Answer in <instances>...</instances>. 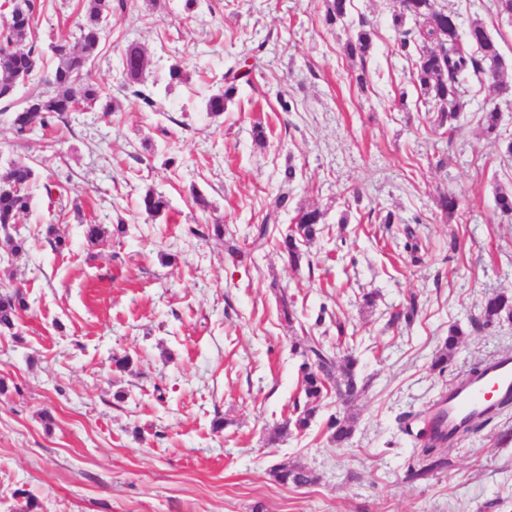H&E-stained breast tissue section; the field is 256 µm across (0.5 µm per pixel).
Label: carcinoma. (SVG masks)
I'll return each instance as SVG.
<instances>
[{
	"label": "carcinoma",
	"mask_w": 512,
	"mask_h": 512,
	"mask_svg": "<svg viewBox=\"0 0 512 512\" xmlns=\"http://www.w3.org/2000/svg\"><path fill=\"white\" fill-rule=\"evenodd\" d=\"M84 15L78 26L77 44L70 48L55 47L59 63L52 72L47 89L31 95L23 106L15 109L11 121L19 135L40 126L48 127L52 121L67 112H74L82 106L92 107L104 98L102 89L86 71L88 61L93 59L102 41V23L111 9V0H86ZM326 23H342L348 15L350 0H326ZM34 0H23V4L12 7L4 28L0 30V93L11 88L21 77L34 76L39 51L35 46L25 49V42L32 31L34 21ZM459 15L448 9L443 0H398V10L393 22L398 34L397 51L407 60H412L410 77L425 96L428 111L437 113L438 127L455 129L454 123L465 110L466 102L461 93V80L474 75L489 82L495 90L507 87L508 71L512 64H506L498 41L478 20L470 23L467 33L460 31ZM412 26L405 27L406 22ZM373 29L362 25L355 37L349 39L347 52L352 56H365L372 45ZM123 72L129 84L141 82L148 59L137 44H129L122 57ZM244 61L236 62L228 69L226 80L231 82L224 92L208 98L206 107L213 115L224 112V106L235 90L232 83L240 78L238 70ZM35 182V170L25 160H12L0 167V229L7 230L18 217L31 207V188ZM169 202L162 194L149 190L142 197L144 212L157 217L168 208ZM288 205V192L279 190L274 208L266 216L265 223L256 228L254 243L262 245L268 241V223L277 219L280 209ZM323 213L318 209L297 210L294 224L282 237L281 246L295 265H300L304 252L299 244L309 242L323 232L320 227ZM190 233L205 240L211 239L224 246L226 253L234 260L245 258V253L234 243L224 239V225L207 224L190 229ZM29 306L27 294L21 288L0 292V330L11 331L21 312ZM512 318V297L503 293L489 294L481 306L476 328L492 326L502 317ZM466 333L459 326L448 330V338L438 350L433 367L443 371L454 359L462 338ZM294 353L302 358L299 370L304 392L303 409L295 418L288 419L274 432L278 438L293 426L300 433L309 429L320 409V402L328 392L336 390L343 410L330 418V439L340 446L354 431V417L348 408L367 389V382L360 379L359 360L353 349L342 339H336V350L325 346L319 339L306 336L293 345ZM423 427L413 430L411 416L398 419L399 429L415 439L414 457L407 467V478L411 481L427 480L434 473L448 465L440 449L454 443L456 437L448 436L440 429L439 422L429 416L418 415ZM274 481L284 486H309L317 481L310 469L290 462L276 465L270 470Z\"/></svg>",
	"instance_id": "1"
}]
</instances>
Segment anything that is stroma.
Here are the masks:
<instances>
[{"instance_id":"obj_1","label":"stroma","mask_w":512,"mask_h":512,"mask_svg":"<svg viewBox=\"0 0 512 512\" xmlns=\"http://www.w3.org/2000/svg\"><path fill=\"white\" fill-rule=\"evenodd\" d=\"M35 2L28 41L48 74L55 46L77 41L84 0ZM111 5L91 69L111 112H69L23 136L0 114V163L24 158L36 170L15 230L27 251L0 264V290L23 287L29 302L15 330L0 333L9 386L0 394V512L29 497L37 512H512V445L497 444L512 409L458 440L449 466L419 482L405 478L414 440L397 424L474 365L512 353V320L471 327L486 295L512 294V217L494 198L512 186V90L469 78L459 131L435 130L396 52V0H351L333 26L324 0ZM448 7L462 24L481 20L512 61V18L487 0ZM362 18L374 36L360 60L344 46ZM131 43L150 61V106L122 76ZM244 57L256 68L222 115L209 114L205 100ZM493 105L500 126L489 134L482 116ZM49 184L60 195L47 196ZM284 185L289 206L247 261L191 234L218 222L249 245ZM150 189L169 201L155 219L140 207ZM448 192L460 199L452 218L436 205ZM300 207L322 211L323 232L303 244L307 261L296 267L275 236ZM389 212L394 223H381ZM51 224L68 251L52 250ZM88 224L126 232L91 245ZM283 293L294 321L279 310ZM412 302L411 322L391 323ZM453 325L467 335L441 372L433 359ZM341 330L370 381L351 408L349 443L329 440L340 409L332 392L307 431L275 436L303 397L293 341L332 346ZM116 356L128 368L116 369ZM282 460L318 482L276 483L270 470Z\"/></svg>"}]
</instances>
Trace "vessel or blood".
<instances>
[{"mask_svg":"<svg viewBox=\"0 0 512 512\" xmlns=\"http://www.w3.org/2000/svg\"><path fill=\"white\" fill-rule=\"evenodd\" d=\"M510 403L512 355L503 354L476 366L442 397V424L451 431L465 420L494 413Z\"/></svg>","mask_w":512,"mask_h":512,"instance_id":"b4317fda","label":"vessel or blood"}]
</instances>
